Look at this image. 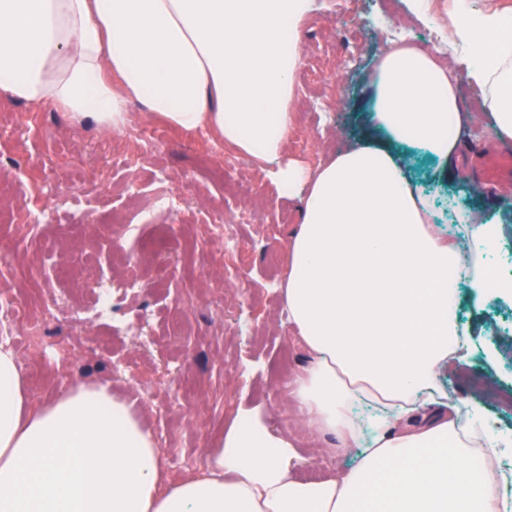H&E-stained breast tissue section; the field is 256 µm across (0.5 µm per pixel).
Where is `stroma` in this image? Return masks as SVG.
Returning a JSON list of instances; mask_svg holds the SVG:
<instances>
[{
    "label": "stroma",
    "instance_id": "1",
    "mask_svg": "<svg viewBox=\"0 0 512 512\" xmlns=\"http://www.w3.org/2000/svg\"><path fill=\"white\" fill-rule=\"evenodd\" d=\"M395 14L403 35L425 50L433 25L402 0H317L302 28L299 102L287 155L309 167L358 145H383L366 121V74L384 48L380 33ZM471 163L450 179L437 164L413 165L434 197L440 226L466 198L490 215L497 203L470 194L477 160L499 142L484 125L466 132ZM178 199L174 209L156 202ZM0 339L18 358L31 404L72 384H108L144 415L171 479L202 469L206 439L240 410L266 414L312 458L306 478L347 472L356 451L334 446L297 420L286 384L306 362L284 323L278 285L287 273L288 237L300 204L279 198L260 164L211 133L184 131L130 107L122 130L47 106L0 95ZM226 224L243 241V264L225 257L211 228ZM165 238L166 276L155 273L146 243ZM139 261L148 286L115 295L108 318L95 314L89 282L127 275L123 257ZM461 314L485 360L454 364L439 378L449 402L472 403V383L491 379L500 431L512 441V333L497 325L512 301L464 297Z\"/></svg>",
    "mask_w": 512,
    "mask_h": 512
}]
</instances>
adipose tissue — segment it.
I'll use <instances>...</instances> for the list:
<instances>
[{"label": "adipose tissue", "instance_id": "ef3b65f1", "mask_svg": "<svg viewBox=\"0 0 512 512\" xmlns=\"http://www.w3.org/2000/svg\"><path fill=\"white\" fill-rule=\"evenodd\" d=\"M315 0H0V95L119 130L140 103L188 131L218 133L298 200L279 289L308 358L293 399L314 432L359 451L351 471L298 478L307 457L270 417L240 412L206 466L171 480L144 419L111 386L77 383L31 408L0 344V512H505L485 458L500 451L480 407L438 389L465 362L462 289L512 298L489 257L512 212L468 203L444 236L404 154L455 174L484 92L491 136L512 140V15L455 0L458 68L399 41L368 76L367 121L385 146L310 169L287 158L300 33Z\"/></svg>", "mask_w": 512, "mask_h": 512}]
</instances>
